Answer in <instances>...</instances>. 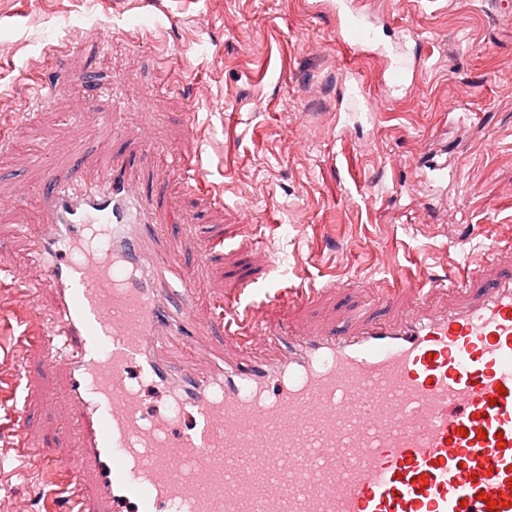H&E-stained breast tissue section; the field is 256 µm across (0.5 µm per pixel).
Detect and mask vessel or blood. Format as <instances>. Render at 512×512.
Listing matches in <instances>:
<instances>
[{
	"label": "vessel or blood",
	"mask_w": 512,
	"mask_h": 512,
	"mask_svg": "<svg viewBox=\"0 0 512 512\" xmlns=\"http://www.w3.org/2000/svg\"><path fill=\"white\" fill-rule=\"evenodd\" d=\"M324 10L346 54L382 59L384 87L407 86L422 56L377 47L365 0ZM344 79L351 111H372L359 75ZM141 170L115 157L83 187L48 171L40 220L17 229L41 275L0 277V294L25 292L10 309L18 325L40 321L41 289L54 297L39 339L68 367L83 444L47 460L26 446L19 412L10 434L69 512H512V273L442 310L341 331L292 333L221 296L206 327L233 346L214 354L193 339L192 280L165 251ZM169 177L203 184L184 158ZM419 285L399 274L372 294ZM258 340L275 355L257 358ZM132 369L195 412L194 426L146 418Z\"/></svg>",
	"instance_id": "1"
}]
</instances>
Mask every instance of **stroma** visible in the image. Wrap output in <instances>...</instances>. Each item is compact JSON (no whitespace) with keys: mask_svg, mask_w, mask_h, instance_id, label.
Here are the masks:
<instances>
[{"mask_svg":"<svg viewBox=\"0 0 512 512\" xmlns=\"http://www.w3.org/2000/svg\"><path fill=\"white\" fill-rule=\"evenodd\" d=\"M371 6L386 18L378 39L413 26L426 61L375 123L352 126L339 74L356 68L375 94L382 63L346 57L319 0H0V269L27 265L15 229L32 212L20 200L46 168L92 181L145 139L152 182L181 154L224 190L220 205L195 189L155 200L199 315L250 281L261 321L341 330L359 311L379 320L417 307L408 291L391 308L372 299L369 285L394 271L449 279L476 254L485 283L512 267V0ZM434 161L447 162V184L426 179ZM205 242L217 262L199 260ZM301 285L317 288L313 302L266 304ZM50 356L0 335V368L27 366L0 420L23 413L29 443L49 452L80 444L63 430L77 407ZM0 481V512H46L38 474L2 433Z\"/></svg>","mask_w":512,"mask_h":512,"instance_id":"1","label":"stroma"}]
</instances>
